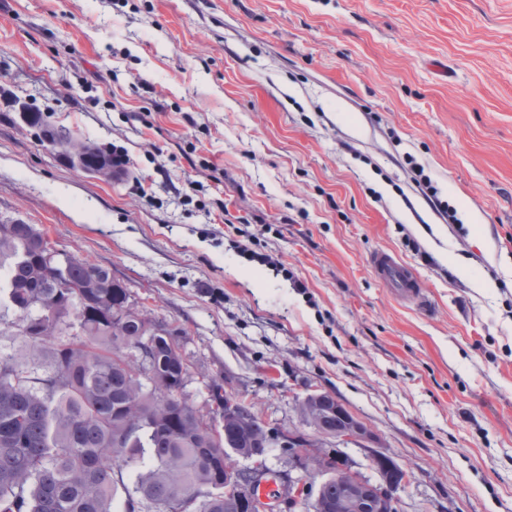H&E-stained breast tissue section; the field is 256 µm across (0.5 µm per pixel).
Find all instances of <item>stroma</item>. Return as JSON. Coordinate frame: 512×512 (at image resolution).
<instances>
[{
	"mask_svg": "<svg viewBox=\"0 0 512 512\" xmlns=\"http://www.w3.org/2000/svg\"><path fill=\"white\" fill-rule=\"evenodd\" d=\"M20 101L126 176L70 166ZM0 219L179 331L196 407L226 374L307 435L314 386L372 431L358 471H409L401 512H512V0H0ZM373 274L401 297H415L427 306L422 292L421 281L416 271L396 255L385 250H377L370 259Z\"/></svg>",
	"mask_w": 512,
	"mask_h": 512,
	"instance_id": "obj_1",
	"label": "stroma"
}]
</instances>
